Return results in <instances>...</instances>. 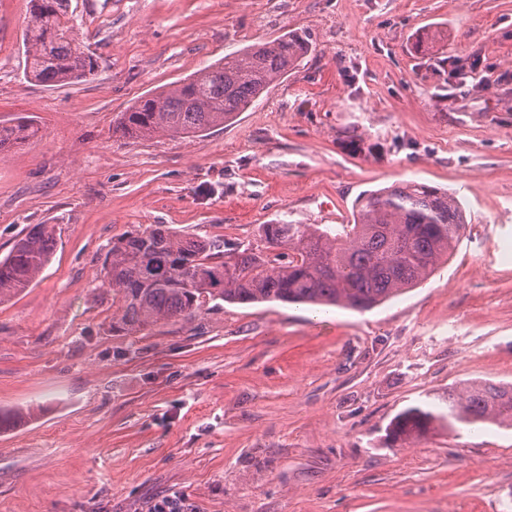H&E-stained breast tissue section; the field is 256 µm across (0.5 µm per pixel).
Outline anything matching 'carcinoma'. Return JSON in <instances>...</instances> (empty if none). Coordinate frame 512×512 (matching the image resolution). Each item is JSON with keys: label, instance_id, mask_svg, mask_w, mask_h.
Returning <instances> with one entry per match:
<instances>
[{"label": "carcinoma", "instance_id": "cac0c4a2", "mask_svg": "<svg viewBox=\"0 0 512 512\" xmlns=\"http://www.w3.org/2000/svg\"><path fill=\"white\" fill-rule=\"evenodd\" d=\"M24 76L70 85L93 76L96 61L76 43L67 0H29ZM308 41L287 33L224 55L182 81L143 97L118 116L128 137H194L247 111L298 66ZM31 120L0 125V156L38 137ZM466 230L457 197L406 182L366 193L353 223L264 224L265 247L225 248L154 224L112 240L96 287L112 293V331L135 335L165 321H191L208 300L287 302L364 311L425 282ZM56 247L53 225L36 224L0 258V303L31 287ZM438 409L398 414L388 437L405 442L438 425L512 428V384L467 381L448 388Z\"/></svg>", "mask_w": 512, "mask_h": 512}]
</instances>
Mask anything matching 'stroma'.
<instances>
[{
	"mask_svg": "<svg viewBox=\"0 0 512 512\" xmlns=\"http://www.w3.org/2000/svg\"><path fill=\"white\" fill-rule=\"evenodd\" d=\"M95 75L24 76L29 0H0V257L56 227L36 283L0 303V512H512V429L391 443L392 419L469 379L512 384V0H68ZM299 65L199 137L129 138L119 112L284 33ZM469 77L449 92L452 67ZM456 191L448 262L364 312L206 303L112 330L95 292L113 237L153 224L226 247L260 227L348 224L365 191ZM40 130L32 120H21L13 125H0V157L15 147L38 137Z\"/></svg>",
	"mask_w": 512,
	"mask_h": 512,
	"instance_id": "35a3bbf8",
	"label": "stroma"
}]
</instances>
